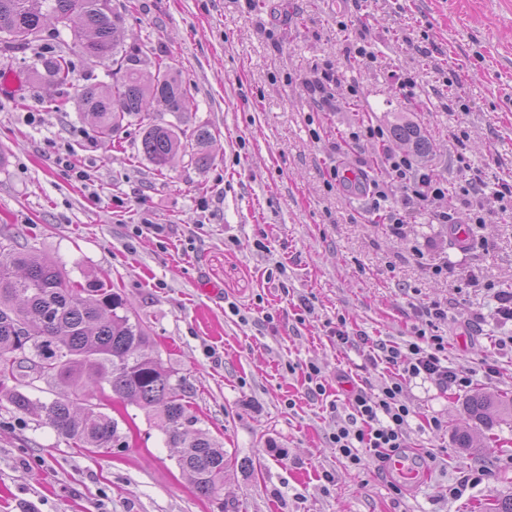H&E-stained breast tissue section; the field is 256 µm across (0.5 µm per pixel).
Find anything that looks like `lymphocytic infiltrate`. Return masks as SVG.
I'll use <instances>...</instances> for the list:
<instances>
[{"instance_id": "1", "label": "lymphocytic infiltrate", "mask_w": 512, "mask_h": 512, "mask_svg": "<svg viewBox=\"0 0 512 512\" xmlns=\"http://www.w3.org/2000/svg\"><path fill=\"white\" fill-rule=\"evenodd\" d=\"M365 139L380 144L379 160L388 172L387 181L372 186L374 204L388 202L392 190L400 192L399 204L390 205L386 213L388 223H405V205L447 197V183L428 171L415 168L408 157L396 154L381 127L362 123L344 137L345 142L353 144ZM417 313L423 326L415 330L411 340L377 346L375 359L392 369V376L370 389L355 390L349 399L351 413L347 421L337 424L329 435L337 456L350 465H361L367 456L383 462L406 447L412 411L402 399L405 381L427 379L444 389H461L472 382L469 372L449 366L445 356L447 337L429 331L435 321L447 318V306L431 301L421 304Z\"/></svg>"}]
</instances>
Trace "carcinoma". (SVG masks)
<instances>
[{"mask_svg":"<svg viewBox=\"0 0 512 512\" xmlns=\"http://www.w3.org/2000/svg\"><path fill=\"white\" fill-rule=\"evenodd\" d=\"M49 18L63 27L81 28L86 36L79 40V52L112 71V87L85 85L77 94L79 111L94 119L103 137L119 136L126 117L142 116L146 124L141 153L160 173L186 151L188 142L202 147L214 139L204 127L189 134L152 118L155 101L168 112L186 111L188 90L161 59L152 70L140 67L138 55L122 44V16L105 11L101 0H0V37L12 48L23 47ZM44 68L53 83H72L74 68L67 56L45 61ZM391 135L418 156L432 150L426 135L413 124H396ZM148 347L146 330L131 318L118 291L93 280L73 283L52 261L23 250L10 234L0 233V395L18 413L43 411L76 447L106 451L120 439L119 422L100 411L94 399L109 389L153 412L168 442L179 449L178 463L192 477L196 491L217 500L224 492V448L196 427L199 419L191 412L187 380L148 353ZM20 348L25 355L17 359L13 354ZM34 366L47 372V383L77 390V397L49 403L32 400L26 388L35 381L29 373ZM6 379L14 385L7 386ZM468 413L475 423L490 425L512 416V398H472Z\"/></svg>","mask_w":512,"mask_h":512,"instance_id":"cac0c4a2","label":"carcinoma"}]
</instances>
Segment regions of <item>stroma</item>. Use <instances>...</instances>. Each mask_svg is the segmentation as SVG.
I'll return each instance as SVG.
<instances>
[{
    "label": "stroma",
    "mask_w": 512,
    "mask_h": 512,
    "mask_svg": "<svg viewBox=\"0 0 512 512\" xmlns=\"http://www.w3.org/2000/svg\"><path fill=\"white\" fill-rule=\"evenodd\" d=\"M126 45L146 65L163 58L188 89L184 112L156 105L157 121L214 135L206 165L179 154L165 173L138 151L132 118L120 147L77 109L76 87L35 79L33 67L72 53L77 85L112 75L74 52V34L46 25L28 49L0 48V228L74 282L112 283L146 327L150 349L185 377L200 426L230 459L221 499L200 496L147 410L116 399L102 410L122 438L104 453L74 448L44 413L0 398V512H490L512 497V422L477 429L470 396L512 397V353L488 285L512 286V214L486 205L472 245H451L435 205L408 224L384 223L366 192L330 185L335 169L376 180L379 148L341 135L365 120L417 125L428 169L456 185L463 165L487 184L512 181V0H112ZM347 31H340L339 23ZM367 45L374 60L356 57ZM339 77L332 104L315 101L318 69ZM415 74L414 99L393 73ZM358 96H351L349 86ZM72 152L89 174L54 162ZM442 266L434 275L433 266ZM447 304L436 324L448 363L472 384L444 390L413 379L409 450L431 451L419 486L384 464L353 467L329 443L350 387L377 384L351 336L409 340L422 302ZM495 362L488 377L483 361ZM323 390L306 382L308 363ZM471 432L474 451L459 448ZM483 479L456 499L443 490Z\"/></svg>",
    "instance_id": "obj_1"
}]
</instances>
